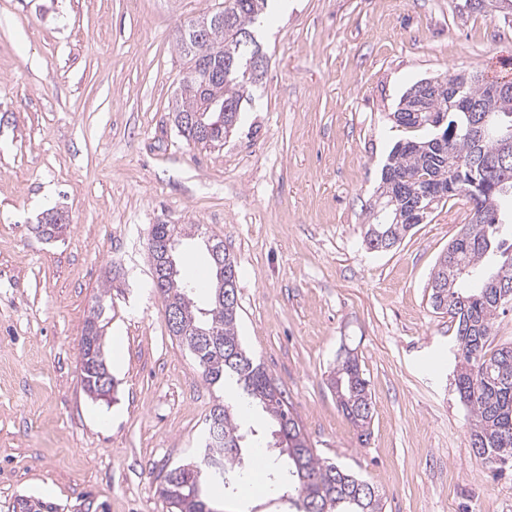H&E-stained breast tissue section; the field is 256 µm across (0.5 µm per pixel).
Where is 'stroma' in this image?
<instances>
[{
  "mask_svg": "<svg viewBox=\"0 0 512 512\" xmlns=\"http://www.w3.org/2000/svg\"><path fill=\"white\" fill-rule=\"evenodd\" d=\"M221 0H0V512H168L167 472L205 446L224 399L165 323L152 224H197L238 268V330L310 448L377 487L384 512H512V464L469 446L455 323L431 272L469 220L440 201L391 250L363 240L415 82L512 74V0H272L268 60L234 133L189 145L171 105L178 28ZM65 212L58 237L35 230ZM102 302L114 388L93 398L80 340ZM356 356L372 419L354 426L327 378ZM215 512H289L281 494L210 495Z\"/></svg>",
  "mask_w": 512,
  "mask_h": 512,
  "instance_id": "35a3bbf8",
  "label": "stroma"
}]
</instances>
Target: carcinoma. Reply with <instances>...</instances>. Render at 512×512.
I'll list each match as a JSON object with an SVG mask.
<instances>
[{"label": "carcinoma", "instance_id": "1", "mask_svg": "<svg viewBox=\"0 0 512 512\" xmlns=\"http://www.w3.org/2000/svg\"><path fill=\"white\" fill-rule=\"evenodd\" d=\"M265 6L267 0H224V21L209 26L206 35L194 37L186 27L178 31L177 45L186 75L175 97L173 117L184 139H189L186 131L191 116L217 95L224 96V124L213 129L209 140L198 144H222L235 129L243 103L249 100V87L265 72V63L258 57L260 46L255 41H241L239 32L250 29ZM202 65L222 69V77L216 82L204 81L199 70ZM445 79L457 82L460 96L474 103L478 111L512 123V96L497 95L495 83L465 73ZM393 115L397 125L425 130L428 135L400 141L393 147L378 187L382 208L370 210L371 223L365 225L364 239L370 244L379 235L388 234L391 245H397L421 223L416 205L425 190L435 189L430 198L435 202L461 196V187L478 181L474 194L467 196L472 203L471 220L448 244L453 262H438L432 272L430 302L434 310L458 321L456 388L471 415L470 447L488 463L504 464L512 459V345L490 349L493 327L504 303L497 297L499 289L488 283L486 262L490 255L499 254V269L507 257H512V222L503 221L506 207L512 205V159L507 161L509 170H493L501 144L473 135L472 113L448 110V91L436 95L423 87L421 80L401 97ZM63 228L58 212L46 214L43 223L36 226L39 234L49 238ZM194 229L199 226L160 222L151 226L149 238L179 239ZM213 245L222 248L224 281L213 280L207 308L198 307L193 300L196 286L177 275L163 281L159 294L165 306L178 311L177 338L194 356L203 379L210 385L235 380L247 395L248 404L269 415L271 435H279L281 443L247 440L248 429L234 405L228 401L217 404L209 419L220 420V435H207L204 453L197 460L169 470L162 484V498L171 512H213L202 497L203 483L220 485L226 491L237 489L246 472L245 459L263 448L270 489L278 492L288 487V500L296 512H382V496L373 484L314 453L282 392L244 351L237 330V265L224 241ZM99 318L100 312L92 311L80 342L82 382L88 393L96 395L100 393L97 377L87 368L96 364L108 371ZM200 328L212 331V336H197ZM328 384L342 413L366 430L372 401L357 358L347 354L338 359Z\"/></svg>", "mask_w": 512, "mask_h": 512}]
</instances>
